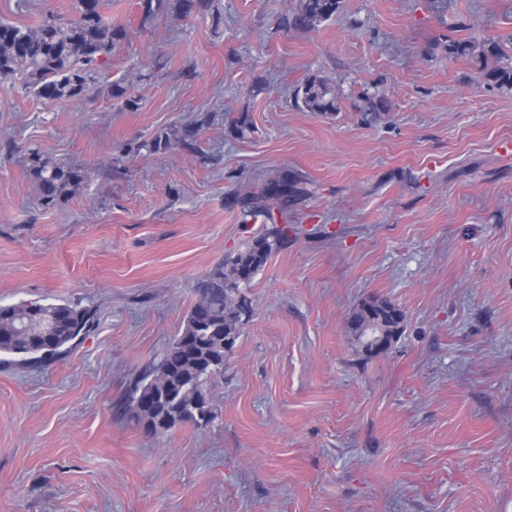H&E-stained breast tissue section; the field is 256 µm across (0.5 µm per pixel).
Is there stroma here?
Masks as SVG:
<instances>
[{
    "label": "stroma",
    "mask_w": 512,
    "mask_h": 512,
    "mask_svg": "<svg viewBox=\"0 0 512 512\" xmlns=\"http://www.w3.org/2000/svg\"><path fill=\"white\" fill-rule=\"evenodd\" d=\"M104 0L122 29L81 100L0 77V304L70 303L58 356H0V512H505L512 503V92L448 39L512 36V0H341L312 31L297 0ZM75 0H0V22ZM341 109L308 111L305 79ZM386 110L365 124L357 96ZM246 135H238L239 122ZM197 127L190 143L174 131ZM170 136L167 148L156 138ZM86 170L52 206L32 153ZM288 170V243L205 394L215 414L147 435L124 407L196 284L266 229L239 200ZM405 315L381 357L346 316ZM297 97L311 112L331 115L339 110V97L335 86L320 76L308 77L298 88ZM346 321L356 341V336H388L390 348L404 331L402 310L390 299L379 296L364 300L353 308Z\"/></svg>",
    "instance_id": "stroma-1"
}]
</instances>
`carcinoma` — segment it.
I'll return each mask as SVG.
<instances>
[{
	"label": "carcinoma",
	"instance_id": "cac0c4a2",
	"mask_svg": "<svg viewBox=\"0 0 512 512\" xmlns=\"http://www.w3.org/2000/svg\"><path fill=\"white\" fill-rule=\"evenodd\" d=\"M103 0H77L73 18H48L35 26L0 23V76L18 81L26 90L49 101L81 99L89 94L101 64L107 61L123 32L106 23ZM340 0H299L291 15L297 29L314 30L336 14ZM448 56L481 64L489 85L512 91V56L494 38L451 39ZM303 106L319 114L339 110L336 88L320 76L308 77L297 90ZM368 122L380 117L384 101L364 94L354 104ZM30 174L38 184L42 205H54L87 177L81 168L35 153ZM300 193L298 182L286 170L265 179L259 190L240 198L246 215L271 216L272 207ZM286 244L284 232L273 229L256 236L247 247L219 264L196 285L198 300L191 307L181 333L160 360L141 374L126 397L135 415L167 410L170 395L177 396L180 424L198 428L214 419L203 387L208 378L224 372V347L235 344L252 315L246 288L269 257ZM51 315L54 334L41 333L40 318ZM353 336H387L397 340L404 331V314L391 300L374 296L353 308L346 318ZM89 314L69 303L0 305V355L22 362L61 354L85 332Z\"/></svg>",
	"mask_w": 512,
	"mask_h": 512
}]
</instances>
